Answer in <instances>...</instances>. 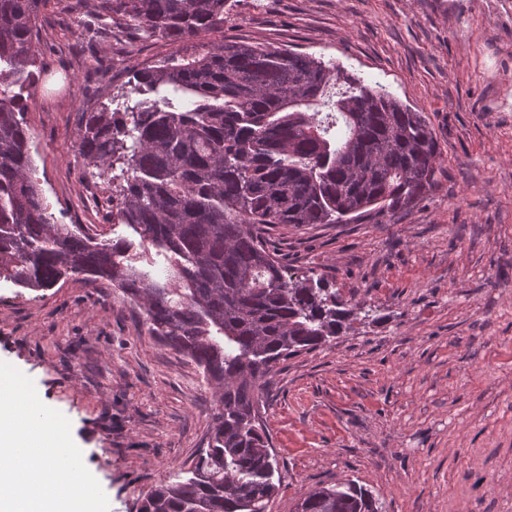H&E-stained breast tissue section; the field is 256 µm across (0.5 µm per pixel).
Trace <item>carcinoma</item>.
Listing matches in <instances>:
<instances>
[{
  "label": "carcinoma",
  "mask_w": 512,
  "mask_h": 512,
  "mask_svg": "<svg viewBox=\"0 0 512 512\" xmlns=\"http://www.w3.org/2000/svg\"><path fill=\"white\" fill-rule=\"evenodd\" d=\"M46 2L0 0V281L35 291L79 275L111 283L215 389L208 448L139 512H267L277 461L262 386L289 356L336 336L347 312L263 232L369 214L380 224L415 207L437 183L438 141L422 112L308 53L233 39L179 50L224 26L227 0H98L107 35L133 30L178 50L136 74L134 104L82 115L78 152L100 176L121 169L112 223L131 233L99 239L56 224L34 178L21 94L43 73L35 43ZM296 512L381 510L348 481L311 490Z\"/></svg>",
  "instance_id": "obj_1"
}]
</instances>
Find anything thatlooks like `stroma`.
<instances>
[{"instance_id": "stroma-1", "label": "stroma", "mask_w": 512, "mask_h": 512, "mask_svg": "<svg viewBox=\"0 0 512 512\" xmlns=\"http://www.w3.org/2000/svg\"><path fill=\"white\" fill-rule=\"evenodd\" d=\"M227 37L382 85L424 113L441 148L438 182L414 209L269 232L289 267L324 277L350 312L335 339L264 383L280 476L269 512L348 480L382 512H512V0H228L208 39ZM37 48L46 71L25 120L49 211L124 234L113 183L77 151L81 115L125 107L136 70L174 48L101 36L97 0L74 13L49 0ZM0 360L69 419L109 512H138L207 444L216 402L202 371L148 336L108 282L1 283Z\"/></svg>"}]
</instances>
